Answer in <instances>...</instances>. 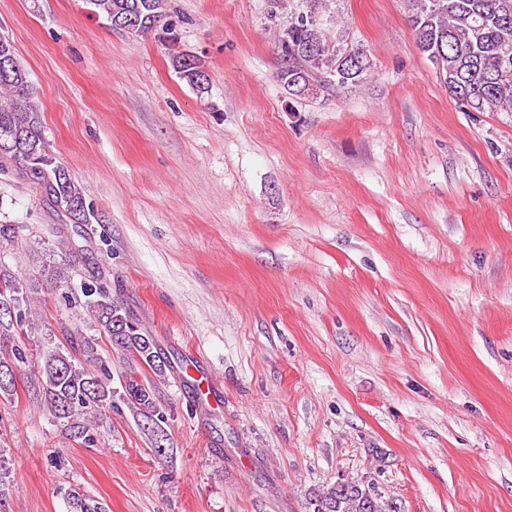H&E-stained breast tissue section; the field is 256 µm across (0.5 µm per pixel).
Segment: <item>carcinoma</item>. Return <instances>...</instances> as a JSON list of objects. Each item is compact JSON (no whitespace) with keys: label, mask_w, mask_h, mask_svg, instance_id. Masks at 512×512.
Here are the masks:
<instances>
[{"label":"carcinoma","mask_w":512,"mask_h":512,"mask_svg":"<svg viewBox=\"0 0 512 512\" xmlns=\"http://www.w3.org/2000/svg\"><path fill=\"white\" fill-rule=\"evenodd\" d=\"M95 16L112 24L114 18L136 20L133 33L160 30L170 33L166 0H84ZM327 0H266L265 24L276 35L280 59L278 79L284 89L295 73L314 84L338 89L356 87L372 72V61L360 48H344L330 41L323 28ZM410 22L420 51L434 63L454 99L477 112L512 111V0H408ZM0 168L13 166L40 189L67 224H89L94 217L80 184L51 156L40 102L27 68L9 36L0 34ZM73 252L60 248L40 266L34 278L0 276V304L13 307L14 316L0 317V397L17 393L16 371L28 367L30 387L64 433L90 447L97 443L96 419L114 409L112 361L104 357L97 339L77 332L64 341L39 339L31 303L59 288L95 319L110 348L129 355L157 375L171 363L154 339L142 333L135 318L112 299L100 279L75 282ZM122 400L151 426L154 440H162L165 417L152 388L131 369L123 376ZM64 497L71 512H106L104 504L69 488ZM308 512H383L380 497L369 487L336 483L315 493Z\"/></svg>","instance_id":"obj_1"}]
</instances>
